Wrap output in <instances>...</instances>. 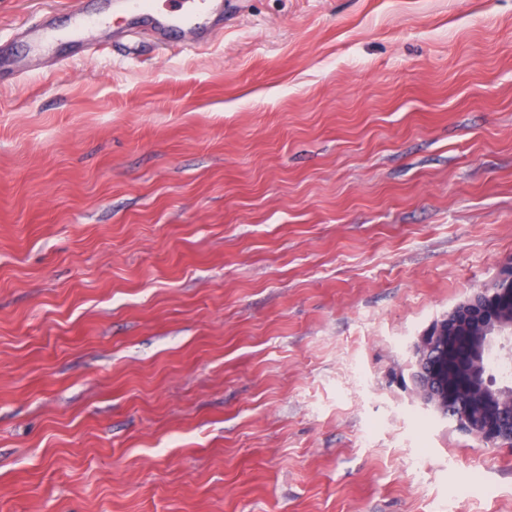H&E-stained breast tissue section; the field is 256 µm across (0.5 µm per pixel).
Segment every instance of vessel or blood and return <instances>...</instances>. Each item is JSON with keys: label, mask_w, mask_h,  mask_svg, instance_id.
<instances>
[{"label": "vessel or blood", "mask_w": 512, "mask_h": 512, "mask_svg": "<svg viewBox=\"0 0 512 512\" xmlns=\"http://www.w3.org/2000/svg\"><path fill=\"white\" fill-rule=\"evenodd\" d=\"M126 15L132 23L149 27L161 48L176 47L195 51L207 45L212 32L223 28V0H155L146 6L144 0H77L66 27H59L55 17L43 15L15 30L8 46L34 56L49 53L52 46L63 42L71 47L60 64L103 56L102 48L86 41L87 30L106 24L113 15ZM196 31L191 42L181 41L184 29Z\"/></svg>", "instance_id": "1"}]
</instances>
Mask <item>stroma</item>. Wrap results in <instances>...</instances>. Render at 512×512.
Wrapping results in <instances>:
<instances>
[{"label": "stroma", "instance_id": "stroma-1", "mask_svg": "<svg viewBox=\"0 0 512 512\" xmlns=\"http://www.w3.org/2000/svg\"><path fill=\"white\" fill-rule=\"evenodd\" d=\"M89 36L0 54V512H512V446L394 380L512 260V0ZM458 427L469 435L489 444L498 441L504 433L490 420H474L465 417L458 422Z\"/></svg>", "mask_w": 512, "mask_h": 512}]
</instances>
